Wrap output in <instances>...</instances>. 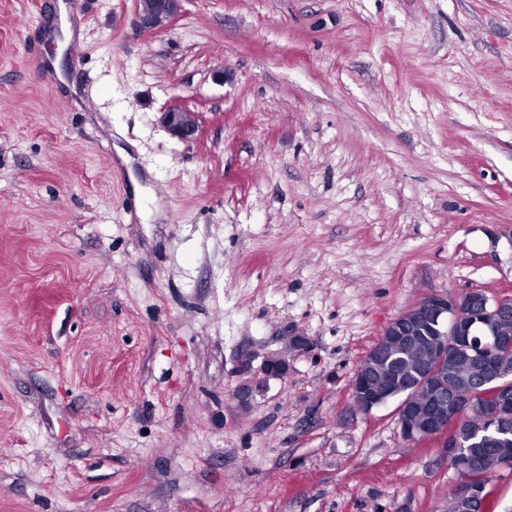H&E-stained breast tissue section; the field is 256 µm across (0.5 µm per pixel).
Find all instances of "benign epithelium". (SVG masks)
I'll use <instances>...</instances> for the list:
<instances>
[{
	"instance_id": "obj_1",
	"label": "benign epithelium",
	"mask_w": 512,
	"mask_h": 512,
	"mask_svg": "<svg viewBox=\"0 0 512 512\" xmlns=\"http://www.w3.org/2000/svg\"><path fill=\"white\" fill-rule=\"evenodd\" d=\"M182 0H134V26L150 34L167 30L181 13ZM163 127L175 138L192 142L200 133L199 114L174 105L161 113ZM468 302L479 301L483 311L471 314L465 311L460 297L433 294L422 298L414 306L396 317L383 331V335L400 348L407 337L425 321L431 319L440 329L442 336H455L462 343L475 347L476 355L483 353L481 342L470 334L472 326H477L490 344L506 351H512V336L502 328V324L512 320V298L491 297L482 289H471L464 293ZM427 363L431 367L421 369L415 383L428 387V401L419 409L413 401L404 398L397 407L404 437L411 440H433L438 447V464L444 466L448 457L456 452L459 444L456 439L457 427L461 419L487 423L491 420L485 412L484 401L491 402L493 414L500 416L512 413V369L502 365L497 384L492 393L483 399L463 398L455 391V381L448 369L446 343L435 342L427 348ZM288 365L282 358H270L261 367L262 378L271 374L282 376ZM397 376L388 371L372 376L356 371L350 391L357 396L355 408L371 411L393 399L391 389Z\"/></svg>"
}]
</instances>
